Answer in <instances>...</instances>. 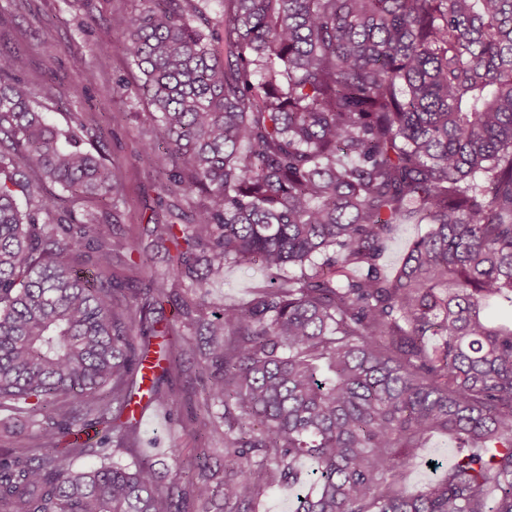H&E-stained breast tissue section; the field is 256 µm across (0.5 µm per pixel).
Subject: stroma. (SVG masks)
<instances>
[{
  "instance_id": "obj_1",
  "label": "stroma",
  "mask_w": 512,
  "mask_h": 512,
  "mask_svg": "<svg viewBox=\"0 0 512 512\" xmlns=\"http://www.w3.org/2000/svg\"><path fill=\"white\" fill-rule=\"evenodd\" d=\"M142 0H25L22 7L0 23V50H11L26 60L23 76L36 89L37 103L50 123L65 129L72 113H81L86 138L104 143L107 165L119 171L125 202L112 226L116 238L133 237L158 209L159 188L148 174V164L136 154L139 131L149 123L145 98L112 96L114 81L136 86L137 70L125 54L122 36L113 31L110 18L115 8L140 10ZM124 111L130 119L113 129L112 112ZM268 279L259 265L228 266L223 276L210 282L207 303L221 306L251 298ZM189 420H173L160 406H151L140 425L141 450L155 464L163 484L175 481L205 448ZM179 449L170 458L169 449Z\"/></svg>"
}]
</instances>
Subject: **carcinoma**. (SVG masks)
I'll return each mask as SVG.
<instances>
[{
	"mask_svg": "<svg viewBox=\"0 0 512 512\" xmlns=\"http://www.w3.org/2000/svg\"><path fill=\"white\" fill-rule=\"evenodd\" d=\"M144 2L112 29L175 203L140 225L167 256L141 288L112 277L149 257L111 215L44 193L116 209L120 176L0 52V411L28 431L0 448V512H259L285 484L292 512H512V324L488 318L512 308V0ZM410 223L429 229L386 274ZM253 263L267 287L206 304ZM187 356L201 417L163 389ZM143 402L221 447L167 487L115 461ZM435 437L451 457L414 490ZM47 194L59 195L58 203L63 207L72 209L77 216L87 211L99 212L105 208L112 210V205H104L94 199L72 198L67 193H62L57 186L48 184L46 186ZM426 230L427 224H398L387 242L383 259L385 268L388 271L397 268L410 244Z\"/></svg>",
	"mask_w": 512,
	"mask_h": 512,
	"instance_id": "carcinoma-1",
	"label": "carcinoma"
}]
</instances>
